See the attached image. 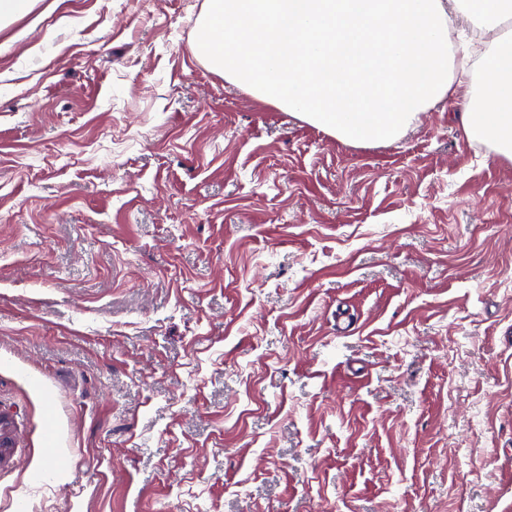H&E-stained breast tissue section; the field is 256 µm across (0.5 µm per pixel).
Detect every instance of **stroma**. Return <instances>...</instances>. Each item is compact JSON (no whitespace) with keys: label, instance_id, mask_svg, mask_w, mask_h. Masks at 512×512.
I'll use <instances>...</instances> for the list:
<instances>
[{"label":"stroma","instance_id":"obj_1","mask_svg":"<svg viewBox=\"0 0 512 512\" xmlns=\"http://www.w3.org/2000/svg\"><path fill=\"white\" fill-rule=\"evenodd\" d=\"M207 9L0 26V512H512V161L339 141Z\"/></svg>","mask_w":512,"mask_h":512}]
</instances>
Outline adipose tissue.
Returning a JSON list of instances; mask_svg holds the SVG:
<instances>
[{"label": "adipose tissue", "mask_w": 512, "mask_h": 512, "mask_svg": "<svg viewBox=\"0 0 512 512\" xmlns=\"http://www.w3.org/2000/svg\"><path fill=\"white\" fill-rule=\"evenodd\" d=\"M512 0H209L197 53L225 79L336 139L393 141L470 83L467 138L512 160ZM477 28L491 51L482 81L450 68L451 33Z\"/></svg>", "instance_id": "1"}]
</instances>
